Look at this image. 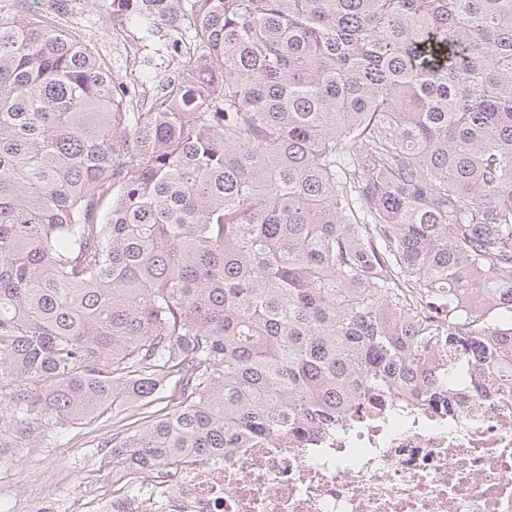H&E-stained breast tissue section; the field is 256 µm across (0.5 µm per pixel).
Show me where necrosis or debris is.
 I'll return each mask as SVG.
<instances>
[{
	"instance_id": "4bbe7bcc",
	"label": "necrosis or debris",
	"mask_w": 512,
	"mask_h": 512,
	"mask_svg": "<svg viewBox=\"0 0 512 512\" xmlns=\"http://www.w3.org/2000/svg\"><path fill=\"white\" fill-rule=\"evenodd\" d=\"M459 389L421 405L346 415L112 483L63 512H512V389Z\"/></svg>"
}]
</instances>
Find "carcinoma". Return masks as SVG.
<instances>
[{
  "label": "carcinoma",
  "instance_id": "cac0c4a2",
  "mask_svg": "<svg viewBox=\"0 0 512 512\" xmlns=\"http://www.w3.org/2000/svg\"><path fill=\"white\" fill-rule=\"evenodd\" d=\"M196 51L146 108L0 22V449L170 387L149 471L512 382V0H125Z\"/></svg>",
  "mask_w": 512,
  "mask_h": 512
}]
</instances>
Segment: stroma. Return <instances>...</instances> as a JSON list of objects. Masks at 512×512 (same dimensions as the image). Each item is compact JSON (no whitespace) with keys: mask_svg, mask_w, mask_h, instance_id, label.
<instances>
[{"mask_svg":"<svg viewBox=\"0 0 512 512\" xmlns=\"http://www.w3.org/2000/svg\"><path fill=\"white\" fill-rule=\"evenodd\" d=\"M114 0H0V19L29 11L42 16L54 29L75 35L103 59L114 82L150 101L158 84L186 65L195 44L191 30L167 33L157 48L143 50V32L122 22ZM121 418L107 410L91 422L66 432L61 442L47 444L37 453L11 449L0 464V512H13L17 501L42 506L81 497L94 485L107 483V460L95 452L102 437Z\"/></svg>","mask_w":512,"mask_h":512,"instance_id":"obj_1","label":"stroma"}]
</instances>
